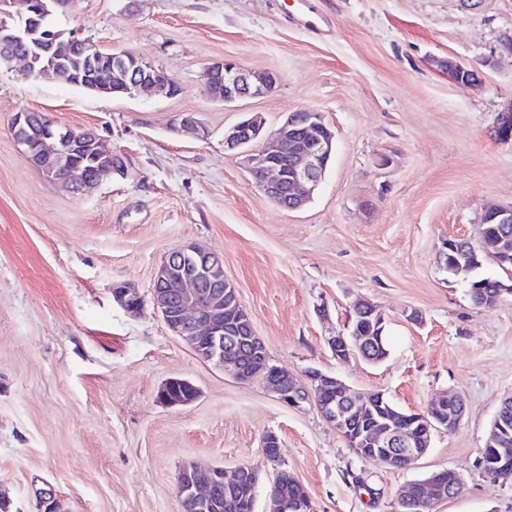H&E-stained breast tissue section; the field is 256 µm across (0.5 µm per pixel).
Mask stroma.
I'll return each mask as SVG.
<instances>
[{"label": "stroma", "instance_id": "1", "mask_svg": "<svg viewBox=\"0 0 512 512\" xmlns=\"http://www.w3.org/2000/svg\"><path fill=\"white\" fill-rule=\"evenodd\" d=\"M55 24L107 51L144 56L179 84L171 97L103 96L32 80L0 64V494L38 512L44 492L69 512H181L189 464L258 469L264 512L285 470L313 512H398L412 481L450 469L463 481L434 512H512V482L480 465L490 426L512 396V294L475 306L442 268L448 238L477 241L484 210L512 205V141L494 137L512 106V0H77ZM233 60L274 70L268 94L225 105L205 70ZM478 70L450 81L442 64ZM320 112L335 134L313 200L288 211L255 185L224 133L258 114ZM40 112L92 131L122 171L92 191L45 179L10 133ZM195 134L178 131L183 114ZM189 243L224 258L271 365L297 379L333 375L425 411L438 393L466 404L452 431L399 470L359 458L315 404L290 408L173 336L153 300L158 267ZM139 291L128 313L116 284ZM377 306L390 354L378 364L333 356L354 301ZM417 310L413 323L405 313ZM197 387L162 403L168 379ZM276 434L280 457L261 448ZM182 389L184 394H175L176 390ZM197 397L196 388L186 380L170 379L160 390V398L170 404L185 405L193 402Z\"/></svg>", "mask_w": 512, "mask_h": 512}]
</instances>
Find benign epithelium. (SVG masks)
Here are the masks:
<instances>
[{"label":"benign epithelium","instance_id":"benign-epithelium-1","mask_svg":"<svg viewBox=\"0 0 512 512\" xmlns=\"http://www.w3.org/2000/svg\"><path fill=\"white\" fill-rule=\"evenodd\" d=\"M31 39L34 50H20L24 39ZM101 49L88 37L73 31L41 33L34 16L33 0H0V62L19 60L24 75L35 80H65L70 84L106 95L157 91L168 96L176 94V79L161 67L140 55L112 53V65L100 64ZM448 74L463 85L477 86L478 71L454 62ZM279 75L274 71L252 73L239 64L225 60L215 63L206 72L208 97L225 104L253 98L275 87ZM321 115L309 109L292 112L275 130L269 132L258 116L248 117L224 133V145L244 157V162L257 187L276 205L289 211L300 209L312 197L329 163L334 133L318 126ZM11 132L24 148L27 159L47 180L73 192H82L122 167L118 155L104 150L97 137L88 131L60 126L39 112L15 113ZM497 136L512 140V113L499 114ZM266 139L268 146L254 152L253 143ZM496 224H512V206H496L486 212ZM117 301L128 311L140 305V295L128 283L113 288ZM154 302L172 332L187 341L208 361H214L241 380L259 379L267 383L281 403L299 408L323 393L335 392L322 403L321 413L366 460H379L392 466L400 458L416 463L429 449L431 434L400 426L384 414L374 425L362 432L355 428V419L370 405L369 396L355 398L334 376L318 369L307 373V383L293 377L283 382L282 371L270 365L265 345L255 333L252 321L243 307H238L246 321L243 336L231 337L236 351H224V298L238 299L236 288L224 276V260L217 254L189 244L172 253L160 265L154 278ZM333 355L345 360L361 346L359 336L348 339L343 334L326 338ZM197 397L196 388L186 380L170 379L160 390V398L170 404L185 405ZM464 405L452 394L437 397L424 418L443 424H459ZM487 445L495 448L497 469L512 467V454L500 438V430L491 429ZM258 477V472L240 466L229 472L221 466L202 473L193 467L183 468L177 477V495L183 512H197L213 504L214 490L236 484L243 474ZM433 472L425 481L417 482L418 499L440 502L454 498L462 479L452 470Z\"/></svg>","mask_w":512,"mask_h":512}]
</instances>
